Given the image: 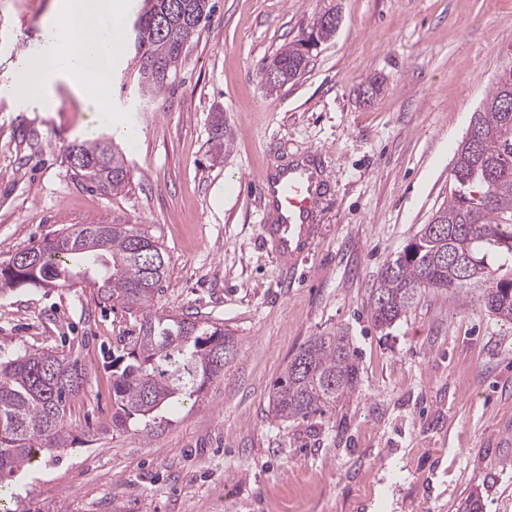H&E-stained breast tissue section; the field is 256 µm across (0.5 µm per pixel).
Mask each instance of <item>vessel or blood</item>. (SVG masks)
Here are the masks:
<instances>
[{
  "label": "vessel or blood",
  "mask_w": 512,
  "mask_h": 512,
  "mask_svg": "<svg viewBox=\"0 0 512 512\" xmlns=\"http://www.w3.org/2000/svg\"><path fill=\"white\" fill-rule=\"evenodd\" d=\"M320 174L302 164L276 170L262 182L263 195L272 204L277 221L264 231L275 253L295 263L313 244L314 214L321 205Z\"/></svg>",
  "instance_id": "obj_1"
}]
</instances>
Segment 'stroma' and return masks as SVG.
<instances>
[{
    "instance_id": "stroma-1",
    "label": "stroma",
    "mask_w": 512,
    "mask_h": 512,
    "mask_svg": "<svg viewBox=\"0 0 512 512\" xmlns=\"http://www.w3.org/2000/svg\"><path fill=\"white\" fill-rule=\"evenodd\" d=\"M56 0H0V261L74 224H144L169 256L159 307L235 336L223 373L147 425L112 428V370L132 318L85 284L0 294V350L65 348L86 368L76 444L4 487L6 512H512V324L475 290L429 293L388 332L371 320L380 268L429 223L473 112L512 65V0H214L175 83L140 91L123 49L112 96L131 178L90 190L65 156L91 115L66 82L53 111L6 97ZM339 27L272 91L261 68L324 13ZM233 143L212 151V119ZM327 172L313 248H266L261 177ZM348 336L360 381L335 414L278 422L275 379L311 337Z\"/></svg>"
}]
</instances>
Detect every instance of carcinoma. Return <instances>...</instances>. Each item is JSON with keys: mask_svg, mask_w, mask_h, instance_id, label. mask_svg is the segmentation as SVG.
Returning <instances> with one entry per match:
<instances>
[{"mask_svg": "<svg viewBox=\"0 0 512 512\" xmlns=\"http://www.w3.org/2000/svg\"><path fill=\"white\" fill-rule=\"evenodd\" d=\"M144 12L129 29L137 59V81L153 95L177 76L191 39L208 22L210 0H143ZM325 13L309 37L335 36ZM165 20V33L155 32ZM307 40L280 49L270 66L283 81L301 75L309 63ZM481 132L478 148L468 139L453 158L454 190L429 223L384 264L370 302L373 325L393 327L429 291L480 290L478 300L499 321L512 324V65L504 68L474 113ZM232 132L213 125L217 153L230 149ZM73 174L91 189L119 194L130 182L125 155L106 137L83 140L69 151ZM0 262V292L25 286L70 288L77 281L96 287L101 301L119 306L136 322L137 334L111 361L112 427L125 429L165 404L199 394L220 376L233 354L234 338L224 325L197 315L158 311L168 256L159 239L137 224H78ZM88 372L78 360L50 348L0 357V485L18 475L42 451L70 448L77 437L67 410L83 389ZM359 382V364L348 337H311L273 384L269 414L282 422L333 411Z\"/></svg>", "mask_w": 512, "mask_h": 512, "instance_id": "carcinoma-1", "label": "carcinoma"}]
</instances>
